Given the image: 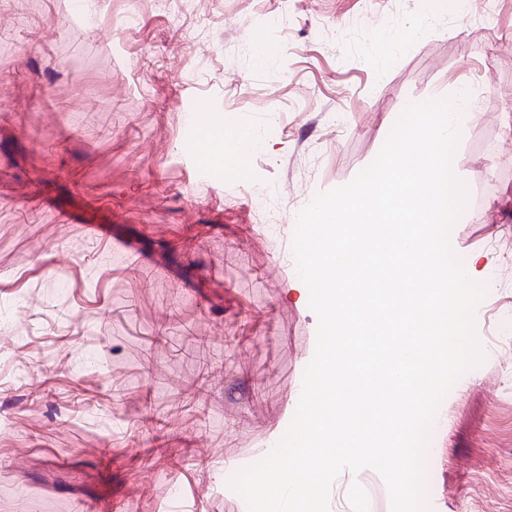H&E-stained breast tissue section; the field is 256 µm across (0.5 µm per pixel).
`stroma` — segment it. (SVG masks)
<instances>
[{
    "label": "stroma",
    "mask_w": 512,
    "mask_h": 512,
    "mask_svg": "<svg viewBox=\"0 0 512 512\" xmlns=\"http://www.w3.org/2000/svg\"><path fill=\"white\" fill-rule=\"evenodd\" d=\"M15 0L0 36V512H246L229 485L296 412L318 319L287 294L286 224L350 182L412 101L473 89L453 158L469 187L460 257L512 241V0ZM134 25H126L128 14ZM57 35L44 42L42 29ZM203 107L284 132L196 174ZM291 184L299 197H283ZM111 225L154 266L63 213ZM512 282L475 311L484 361L441 402L426 512H512ZM209 339L198 352L190 337ZM202 390L203 403L188 396ZM166 416L142 420L140 397ZM342 512H391L373 469L342 471Z\"/></svg>",
    "instance_id": "35a3bbf8"
}]
</instances>
